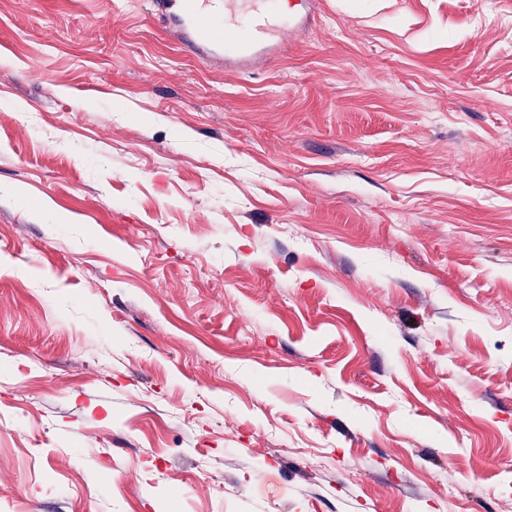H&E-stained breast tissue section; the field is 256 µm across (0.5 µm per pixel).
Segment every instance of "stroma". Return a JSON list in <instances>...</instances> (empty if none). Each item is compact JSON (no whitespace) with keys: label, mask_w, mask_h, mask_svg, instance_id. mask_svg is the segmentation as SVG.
Here are the masks:
<instances>
[{"label":"stroma","mask_w":512,"mask_h":512,"mask_svg":"<svg viewBox=\"0 0 512 512\" xmlns=\"http://www.w3.org/2000/svg\"><path fill=\"white\" fill-rule=\"evenodd\" d=\"M318 14L0 0V512H512V0ZM155 17L166 14L178 22L183 52L209 64L244 63L263 50L279 55L284 39L295 36L310 21L309 0L303 13H286L280 0H152Z\"/></svg>","instance_id":"obj_1"}]
</instances>
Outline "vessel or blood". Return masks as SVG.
I'll use <instances>...</instances> for the list:
<instances>
[{
    "label": "vessel or blood",
    "mask_w": 512,
    "mask_h": 512,
    "mask_svg": "<svg viewBox=\"0 0 512 512\" xmlns=\"http://www.w3.org/2000/svg\"><path fill=\"white\" fill-rule=\"evenodd\" d=\"M157 19H176L183 52L212 65L237 64L264 50L279 55L284 39L305 28L310 12H284L280 0H152Z\"/></svg>",
    "instance_id": "1"
}]
</instances>
